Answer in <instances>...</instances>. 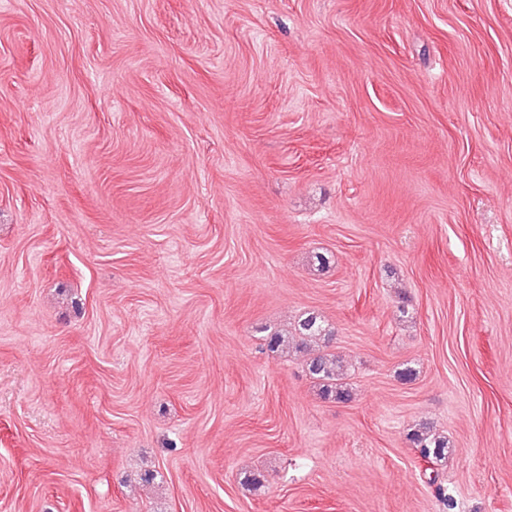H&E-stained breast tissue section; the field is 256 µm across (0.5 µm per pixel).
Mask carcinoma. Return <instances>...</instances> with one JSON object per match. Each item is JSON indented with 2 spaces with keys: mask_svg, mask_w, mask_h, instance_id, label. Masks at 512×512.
<instances>
[{
  "mask_svg": "<svg viewBox=\"0 0 512 512\" xmlns=\"http://www.w3.org/2000/svg\"><path fill=\"white\" fill-rule=\"evenodd\" d=\"M329 336L331 330L328 325L313 312L304 314L294 327L295 349L310 354L306 361L309 376L319 382L325 398L345 403L350 400V390L344 383V365L336 353L322 349ZM408 441L417 453L433 464L448 455V438L423 424L408 434Z\"/></svg>",
  "mask_w": 512,
  "mask_h": 512,
  "instance_id": "carcinoma-1",
  "label": "carcinoma"
}]
</instances>
